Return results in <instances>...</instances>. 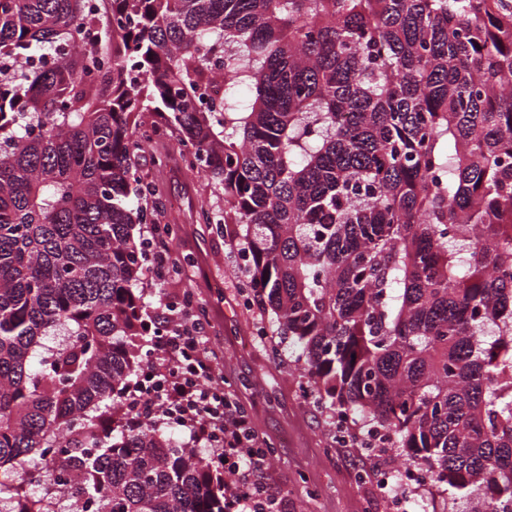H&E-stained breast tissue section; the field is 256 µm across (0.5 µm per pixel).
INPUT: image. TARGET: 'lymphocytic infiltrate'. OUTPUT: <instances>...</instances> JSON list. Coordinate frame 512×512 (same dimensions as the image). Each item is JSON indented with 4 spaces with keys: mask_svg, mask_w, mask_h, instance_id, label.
Instances as JSON below:
<instances>
[{
    "mask_svg": "<svg viewBox=\"0 0 512 512\" xmlns=\"http://www.w3.org/2000/svg\"><path fill=\"white\" fill-rule=\"evenodd\" d=\"M157 375L166 385V400L188 405L200 436L223 442L224 461L235 476L237 497L231 512H265L270 499L262 473L267 459L245 410L215 385V354L208 348L205 324L173 325L155 347Z\"/></svg>",
    "mask_w": 512,
    "mask_h": 512,
    "instance_id": "obj_1",
    "label": "lymphocytic infiltrate"
}]
</instances>
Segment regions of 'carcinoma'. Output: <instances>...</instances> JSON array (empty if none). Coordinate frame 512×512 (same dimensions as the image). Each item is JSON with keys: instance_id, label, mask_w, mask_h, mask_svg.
Returning a JSON list of instances; mask_svg holds the SVG:
<instances>
[{"instance_id": "obj_1", "label": "carcinoma", "mask_w": 512, "mask_h": 512, "mask_svg": "<svg viewBox=\"0 0 512 512\" xmlns=\"http://www.w3.org/2000/svg\"><path fill=\"white\" fill-rule=\"evenodd\" d=\"M0 62V512H227L126 406L146 112L318 400L512 512V0H0Z\"/></svg>"}]
</instances>
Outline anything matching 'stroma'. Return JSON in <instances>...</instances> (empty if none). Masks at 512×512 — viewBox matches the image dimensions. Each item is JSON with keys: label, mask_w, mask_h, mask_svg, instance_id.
Instances as JSON below:
<instances>
[{"label": "stroma", "mask_w": 512, "mask_h": 512, "mask_svg": "<svg viewBox=\"0 0 512 512\" xmlns=\"http://www.w3.org/2000/svg\"><path fill=\"white\" fill-rule=\"evenodd\" d=\"M142 121L158 133L135 165L142 182L156 185L158 193L141 234L150 237L155 225L178 227L172 247L186 262L165 293L172 303L191 294L206 307L224 394L247 410L260 441L273 446L265 482L279 499L280 512H383L372 480L393 471L397 455L380 459L334 438L339 417L330 405L314 403L296 368L292 337L278 329L268 307L247 300L238 237L194 220L200 207L222 205L221 192L213 180L186 168L174 131L159 129L158 117L149 112ZM164 151L170 160L156 168L152 157Z\"/></svg>", "instance_id": "1"}]
</instances>
